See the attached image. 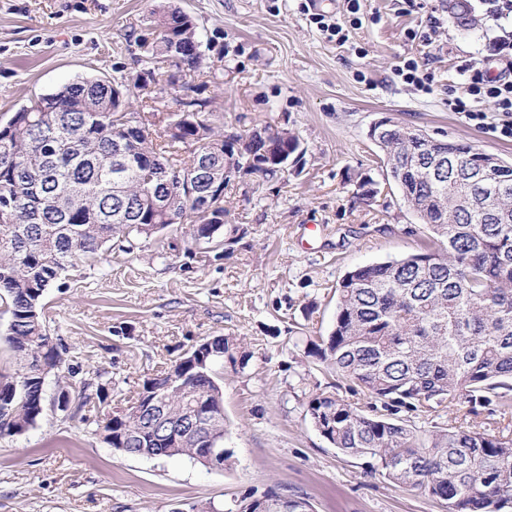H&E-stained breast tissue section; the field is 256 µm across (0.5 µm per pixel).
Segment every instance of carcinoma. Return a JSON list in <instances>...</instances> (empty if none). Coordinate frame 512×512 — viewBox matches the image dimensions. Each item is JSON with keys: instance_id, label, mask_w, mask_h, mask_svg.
Returning <instances> with one entry per match:
<instances>
[{"instance_id": "carcinoma-1", "label": "carcinoma", "mask_w": 512, "mask_h": 512, "mask_svg": "<svg viewBox=\"0 0 512 512\" xmlns=\"http://www.w3.org/2000/svg\"><path fill=\"white\" fill-rule=\"evenodd\" d=\"M456 25L471 19L470 0H448ZM155 38L144 34V63L168 64L214 81L194 19L177 7L152 12ZM196 99L170 112L155 133V112H131L109 80L82 77L22 106L0 122V312L16 368L0 370V438L34 428L44 410L45 383L65 363L51 335L42 299L69 268L93 263L104 249L131 254L137 242L188 226L194 242L220 239L224 201L211 210L189 202L170 171L203 150L212 178L224 185V155L248 161L251 145L224 139L214 113ZM389 118L368 131L404 205L431 237L426 250L359 266L336 288L334 328L316 354L349 378L384 413L316 394L307 405L314 427L347 456L378 459L380 474L439 499L446 512H501L512 504V435L478 431L472 419L490 409L512 413V164L468 145L432 139ZM488 178L473 183L472 169ZM193 345L153 383L164 387L162 422L132 412L98 425L106 444L131 456H186L208 468L224 451V389L216 365L237 348L232 336ZM204 352L199 374L176 385L169 375ZM68 385L79 412L102 390ZM64 389V390H66ZM59 390L57 398L64 396ZM201 403L212 413V441L164 434ZM466 407L461 412L460 406ZM445 412L451 427L419 430L394 418L401 410ZM311 512L300 496L272 488L242 500L237 512Z\"/></svg>"}]
</instances>
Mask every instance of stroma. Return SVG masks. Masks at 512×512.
<instances>
[{
    "label": "stroma",
    "instance_id": "stroma-1",
    "mask_svg": "<svg viewBox=\"0 0 512 512\" xmlns=\"http://www.w3.org/2000/svg\"><path fill=\"white\" fill-rule=\"evenodd\" d=\"M196 22L219 83L193 79V96L225 135L267 124L304 148L284 179L231 175L224 187L231 248L189 242L183 231L104 253L69 269L44 294L52 336L79 379L104 402L70 417L46 404L27 433L0 438V512H181L211 500L234 508L270 488L308 499L314 512H445L424 493L382 477L370 458L343 455L314 427L309 398L326 392L369 406L359 388L312 350L335 322L336 285L352 269L417 252L426 232L384 179L370 125L389 118L430 136L512 161V138L488 132L504 116L479 99L485 127L449 111L467 96L468 65L512 30L472 0L476 25L448 17V0H362L345 44L318 30L306 0H170ZM153 0H0V120L81 77L146 74L134 43ZM426 40L408 39V31ZM414 58L430 92L394 73ZM376 192L366 202L361 183ZM233 336L247 364L225 359L227 466L185 456H130L103 442L99 420L145 378L213 336Z\"/></svg>",
    "mask_w": 512,
    "mask_h": 512
}]
</instances>
